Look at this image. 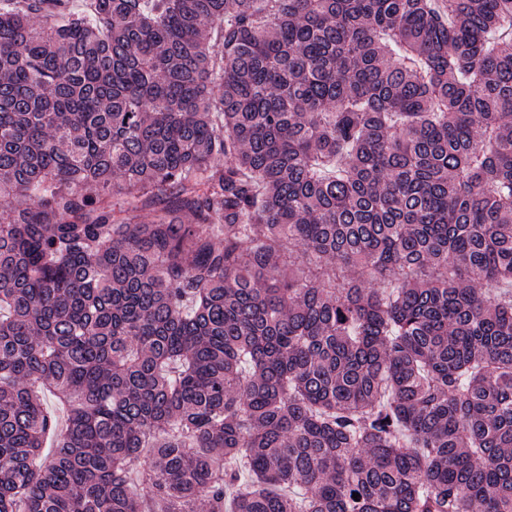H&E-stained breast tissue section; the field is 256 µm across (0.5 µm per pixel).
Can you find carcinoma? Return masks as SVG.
<instances>
[{
  "mask_svg": "<svg viewBox=\"0 0 512 512\" xmlns=\"http://www.w3.org/2000/svg\"><path fill=\"white\" fill-rule=\"evenodd\" d=\"M511 44L0 0V512H512Z\"/></svg>",
  "mask_w": 512,
  "mask_h": 512,
  "instance_id": "cac0c4a2",
  "label": "carcinoma"
}]
</instances>
